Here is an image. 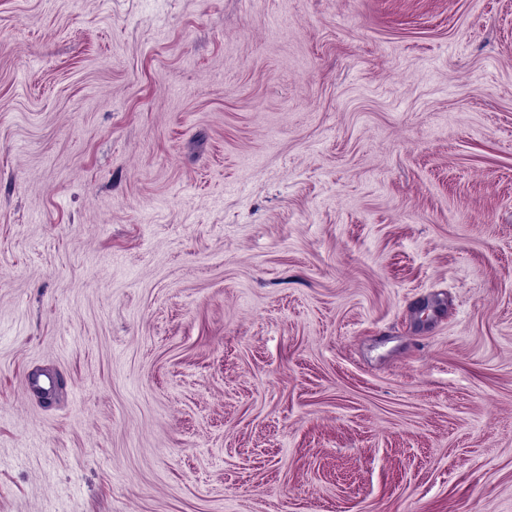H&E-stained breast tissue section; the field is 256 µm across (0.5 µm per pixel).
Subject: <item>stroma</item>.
<instances>
[{
	"mask_svg": "<svg viewBox=\"0 0 512 512\" xmlns=\"http://www.w3.org/2000/svg\"><path fill=\"white\" fill-rule=\"evenodd\" d=\"M0 512H512V0H0Z\"/></svg>",
	"mask_w": 512,
	"mask_h": 512,
	"instance_id": "35a3bbf8",
	"label": "stroma"
}]
</instances>
